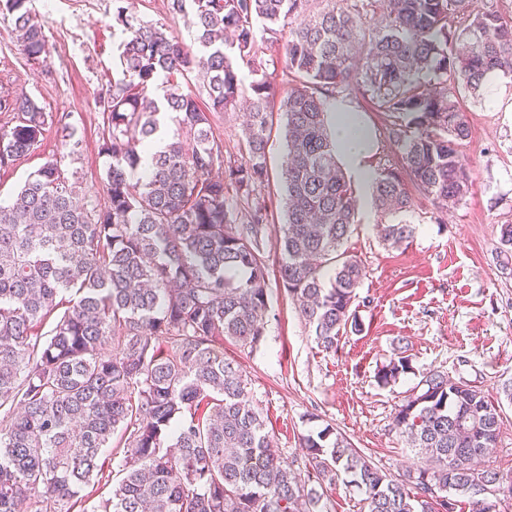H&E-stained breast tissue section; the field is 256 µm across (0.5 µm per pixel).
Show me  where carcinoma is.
Wrapping results in <instances>:
<instances>
[{
	"instance_id": "obj_1",
	"label": "carcinoma",
	"mask_w": 512,
	"mask_h": 512,
	"mask_svg": "<svg viewBox=\"0 0 512 512\" xmlns=\"http://www.w3.org/2000/svg\"><path fill=\"white\" fill-rule=\"evenodd\" d=\"M31 0H0L29 62L49 52ZM123 0L113 26L117 76L100 107L107 133L104 202L78 196L82 142L61 127V156L0 205V512H318L320 497L271 448L247 375L224 341L257 347L266 334L269 212L264 191L271 102L265 46L282 45L295 84L280 101L286 152L279 277L317 346L334 351L364 269L342 251L359 222L336 154V100L362 98L390 117L393 165L370 185L380 240L416 233L414 189L441 214L473 175L460 100L512 95V14L471 0H168V22L144 21ZM252 77L244 89L241 68ZM245 109L238 154L224 161L216 114ZM20 115L0 130V167L31 153L47 122L30 97L3 95ZM173 124L151 168L141 154ZM50 325L42 334L39 328ZM411 369L398 350L377 372L386 386ZM399 407L395 425L424 454L402 479L383 474L332 427L303 438L316 477L342 472L369 512H455L448 488L487 512L480 489L497 473L474 462L496 447L499 400L441 371ZM118 444H112L113 437ZM123 448L122 479L104 477L102 450Z\"/></svg>"
}]
</instances>
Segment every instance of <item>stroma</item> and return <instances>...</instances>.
<instances>
[{"label":"stroma","instance_id":"obj_1","mask_svg":"<svg viewBox=\"0 0 512 512\" xmlns=\"http://www.w3.org/2000/svg\"><path fill=\"white\" fill-rule=\"evenodd\" d=\"M44 22L49 53L28 62L15 45L14 22L0 12V88L26 94L50 121L40 144L0 168V203L10 204L28 175L60 152L57 117L70 115L82 141L73 166L79 193L104 196L106 159L99 152L104 117L99 101L112 82L121 28L113 27L114 0H31ZM471 137L462 151L473 170L463 201L436 223L431 198L415 194L417 232L398 248L383 245L368 187L357 184V229L344 248L366 275L355 302L361 333H344L338 348L317 347L278 280L269 282L264 341L253 350L225 343L251 380L254 402L274 446L289 467L309 476L323 512H368L365 495L345 475L311 478L302 439L336 428L386 475L415 469L421 455L396 428L399 406L429 371L463 378L501 399L500 438L485 459L502 482L512 481V404L502 399L512 384V251L500 243V227L512 224V111L473 106ZM411 358L410 373L380 386L376 373L399 348Z\"/></svg>","mask_w":512,"mask_h":512}]
</instances>
